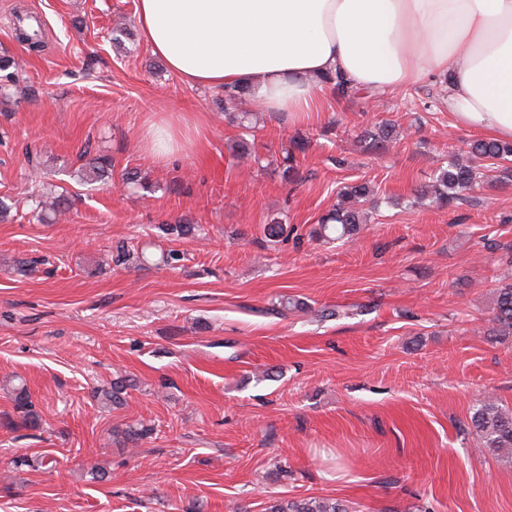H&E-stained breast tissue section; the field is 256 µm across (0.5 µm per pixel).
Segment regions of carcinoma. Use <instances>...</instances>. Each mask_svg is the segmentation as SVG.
Instances as JSON below:
<instances>
[{
	"label": "carcinoma",
	"mask_w": 512,
	"mask_h": 512,
	"mask_svg": "<svg viewBox=\"0 0 512 512\" xmlns=\"http://www.w3.org/2000/svg\"><path fill=\"white\" fill-rule=\"evenodd\" d=\"M320 82L333 86L342 98L353 96L352 88L345 79L336 74L320 79ZM245 96L244 89L227 88L217 92L215 100L224 105V117L228 123L236 124L242 136L234 143L233 153L243 158L254 154L249 139L257 137L258 128L253 125L251 113L234 112ZM395 125L380 121L362 133L361 142L367 150H381L393 141ZM306 143L292 140L291 147L285 149L282 159V178L291 182L299 177L296 153L305 152ZM512 156V145L495 140L476 139L468 144V150L454 155L447 166L440 167L429 184L416 195V203L427 201L437 208H444L461 199L462 192L478 184L480 172L477 162L482 159H506ZM376 193L367 182L352 183L343 187L337 195V203L321 216L316 236L327 242L349 240L358 234L360 226L367 223L368 212L364 204L375 202ZM111 260L120 264H138L144 261L143 249L129 242L118 243L112 252ZM491 305V327L487 334L497 339L512 337V271L504 269L496 278ZM133 384L119 379L108 387L95 391V396L103 407H117L125 401L127 389ZM15 408L22 413V425L34 427L38 420L33 410L26 385L14 388ZM471 423L480 438L483 448L497 453L499 458L512 464V411L503 408L497 397L489 394L474 409ZM270 512H352L346 501L337 498H302L280 501L270 506Z\"/></svg>",
	"instance_id": "carcinoma-1"
}]
</instances>
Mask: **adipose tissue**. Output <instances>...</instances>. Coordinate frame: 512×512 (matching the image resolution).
I'll return each instance as SVG.
<instances>
[{
    "mask_svg": "<svg viewBox=\"0 0 512 512\" xmlns=\"http://www.w3.org/2000/svg\"><path fill=\"white\" fill-rule=\"evenodd\" d=\"M144 42L186 84L244 87L310 121L316 78L395 91L448 77L461 126L512 142V0H138Z\"/></svg>",
    "mask_w": 512,
    "mask_h": 512,
    "instance_id": "adipose-tissue-1",
    "label": "adipose tissue"
}]
</instances>
